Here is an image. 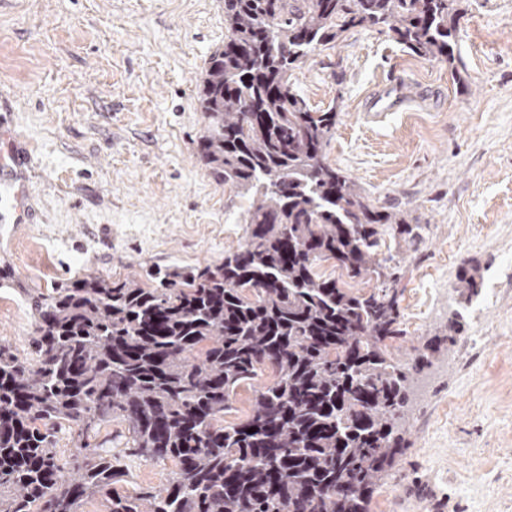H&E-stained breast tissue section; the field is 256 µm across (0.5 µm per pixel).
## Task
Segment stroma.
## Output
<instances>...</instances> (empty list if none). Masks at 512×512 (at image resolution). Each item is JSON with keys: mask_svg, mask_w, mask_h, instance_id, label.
Listing matches in <instances>:
<instances>
[{"mask_svg": "<svg viewBox=\"0 0 512 512\" xmlns=\"http://www.w3.org/2000/svg\"><path fill=\"white\" fill-rule=\"evenodd\" d=\"M461 6L454 64L357 28L291 76L311 108L338 112L329 162L415 234L381 248L398 261L393 351L419 372L371 512H512V0ZM223 43L224 0L0 7L5 118L31 154V221L0 223V338L19 356L41 294L244 243L249 199L196 157L197 84ZM390 88L409 108L371 120L365 100Z\"/></svg>", "mask_w": 512, "mask_h": 512, "instance_id": "35a3bbf8", "label": "stroma"}]
</instances>
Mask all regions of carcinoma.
Masks as SVG:
<instances>
[{
	"mask_svg": "<svg viewBox=\"0 0 512 512\" xmlns=\"http://www.w3.org/2000/svg\"><path fill=\"white\" fill-rule=\"evenodd\" d=\"M460 4L224 0L197 155L250 198L246 242L219 263L89 273L40 298L30 357L0 343V512H80L92 497L106 512H370L413 383L388 344L401 335L397 268L378 255L385 234L413 228L328 162L336 107L310 108L290 78L356 28L451 66ZM112 421L127 430L119 452L93 442ZM50 425L70 429V459ZM127 457L176 469L131 496ZM270 377L267 372L263 375L259 376L256 381H254L253 386L244 387L239 390L236 401L233 404V410L226 415H224V423H234L237 422L238 419L243 415V412L246 410L248 405V400L251 398L254 389H257L264 384L268 383Z\"/></svg>",
	"mask_w": 512,
	"mask_h": 512,
	"instance_id": "carcinoma-1",
	"label": "carcinoma"
}]
</instances>
